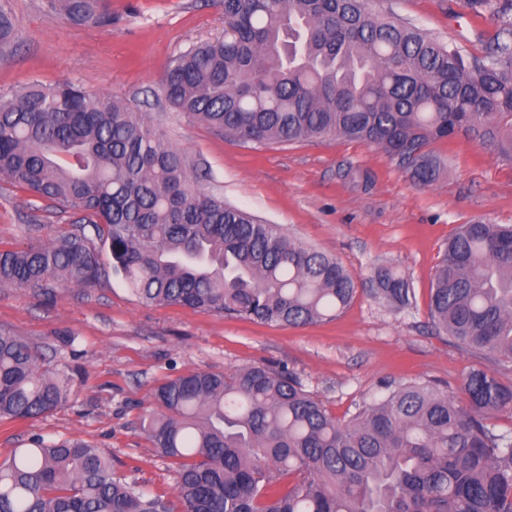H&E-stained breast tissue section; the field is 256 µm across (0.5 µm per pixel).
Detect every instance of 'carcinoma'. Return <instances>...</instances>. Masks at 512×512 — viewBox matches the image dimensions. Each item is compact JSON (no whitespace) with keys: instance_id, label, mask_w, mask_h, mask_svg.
<instances>
[{"instance_id":"obj_1","label":"carcinoma","mask_w":512,"mask_h":512,"mask_svg":"<svg viewBox=\"0 0 512 512\" xmlns=\"http://www.w3.org/2000/svg\"><path fill=\"white\" fill-rule=\"evenodd\" d=\"M52 2L75 24L112 22V0ZM468 5L500 19L482 56L364 0H224V37L170 61L165 99L244 143L362 142L420 186L440 173L426 148L460 132L512 161V0ZM18 40L0 0V54ZM0 180L82 212L60 238L0 249V288L91 286L108 267L144 305L286 326L333 317L357 292L336 258L206 190L145 113L68 80L0 95ZM370 282L377 302L410 305L401 271ZM430 317L466 349L512 360L511 224L460 226ZM39 360L0 331V420L69 401L72 375ZM462 392L465 405L426 383L387 386L343 424L285 369L189 371L151 389L140 422L176 465L174 496L114 477L82 440L37 437L0 463V512H512V432L491 422L512 413V385L473 369Z\"/></svg>"}]
</instances>
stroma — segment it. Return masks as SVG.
Here are the masks:
<instances>
[{
    "label": "stroma",
    "instance_id": "35a3bbf8",
    "mask_svg": "<svg viewBox=\"0 0 512 512\" xmlns=\"http://www.w3.org/2000/svg\"><path fill=\"white\" fill-rule=\"evenodd\" d=\"M10 6L22 38L0 55V92L67 78L89 93L123 99L161 125L204 174L208 190L336 257L359 291L336 316L294 327L146 306L112 277L87 288L58 287L50 296L0 288V329L37 345L42 368L73 374L66 405L0 421V463L36 436L78 438L111 456L122 480L172 493L173 467L156 454L139 421L151 388L189 370L288 368L340 422L388 385L429 383L457 396L475 368L512 384V361L466 350L429 318L434 274L459 225L512 224V161L460 134L430 145L442 168L420 187L395 160L356 141L243 143L188 120L166 104L162 80L172 58L223 33L220 0H112L108 26L73 24L48 0H10ZM365 6L468 55L484 54L498 28L466 0H365ZM351 168L369 170L372 186L355 187L345 176ZM77 216L0 181L1 249L57 238ZM382 266L409 278V307L392 309L366 294Z\"/></svg>",
    "mask_w": 512,
    "mask_h": 512
}]
</instances>
